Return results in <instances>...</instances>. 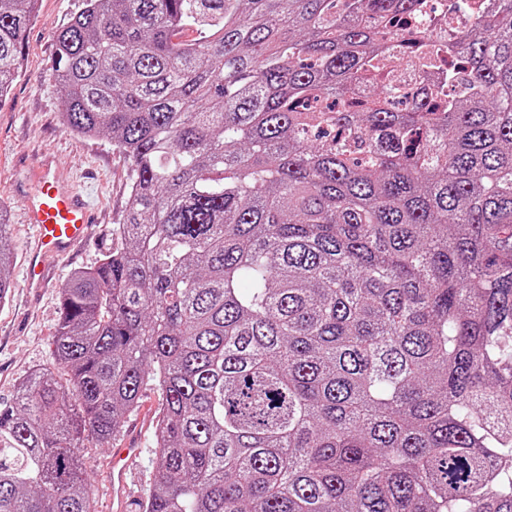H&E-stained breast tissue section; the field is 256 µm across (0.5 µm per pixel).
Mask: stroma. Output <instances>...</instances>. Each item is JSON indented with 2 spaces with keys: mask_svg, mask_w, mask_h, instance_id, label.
<instances>
[{
  "mask_svg": "<svg viewBox=\"0 0 512 512\" xmlns=\"http://www.w3.org/2000/svg\"><path fill=\"white\" fill-rule=\"evenodd\" d=\"M85 0H38L37 16L26 32L19 73L0 97V202L8 209L4 226L14 259L12 288L0 306V401H10L17 385L33 369L52 361L50 343L58 320L59 291L77 267L90 266L112 247V228L128 199L131 169L110 139L84 138L60 124L62 89L52 76L54 35L84 8ZM50 151L60 179L74 183L87 197L96 216L87 238L68 255L51 263L47 288L33 290L24 277L25 253L33 228L22 221L14 185L41 151ZM162 407V394L143 391L116 445L132 444L141 454L131 467V512L145 500L152 471V433Z\"/></svg>",
  "mask_w": 512,
  "mask_h": 512,
  "instance_id": "35a3bbf8",
  "label": "stroma"
}]
</instances>
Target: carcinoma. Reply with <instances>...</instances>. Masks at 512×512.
Returning a JSON list of instances; mask_svg holds the SVG:
<instances>
[{
	"label": "carcinoma",
	"instance_id": "cac0c4a2",
	"mask_svg": "<svg viewBox=\"0 0 512 512\" xmlns=\"http://www.w3.org/2000/svg\"><path fill=\"white\" fill-rule=\"evenodd\" d=\"M34 2L0 0V97ZM446 15L85 0L56 34L62 125L132 182L60 288L53 367L0 403V512H95L83 443L149 384L143 512H512V0ZM402 17L414 64L459 61L407 105L370 79ZM12 261L0 232V303Z\"/></svg>",
	"mask_w": 512,
	"mask_h": 512
}]
</instances>
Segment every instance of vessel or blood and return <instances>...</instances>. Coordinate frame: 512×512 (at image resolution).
I'll return each instance as SVG.
<instances>
[{
	"instance_id": "vessel-or-blood-1",
	"label": "vessel or blood",
	"mask_w": 512,
	"mask_h": 512,
	"mask_svg": "<svg viewBox=\"0 0 512 512\" xmlns=\"http://www.w3.org/2000/svg\"><path fill=\"white\" fill-rule=\"evenodd\" d=\"M16 194L22 200L26 223L35 230L27 259V281L29 287L38 289L46 284L49 262L67 255L84 240L93 214L77 189L56 177L48 153L27 181L17 184ZM139 455L135 447L110 452L106 485L113 512L128 508L129 471Z\"/></svg>"
}]
</instances>
